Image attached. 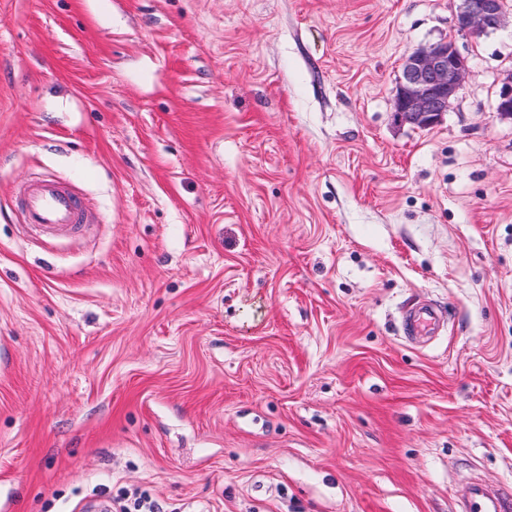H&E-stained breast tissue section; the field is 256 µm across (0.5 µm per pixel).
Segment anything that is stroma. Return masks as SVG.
Returning <instances> with one entry per match:
<instances>
[{"instance_id":"1","label":"stroma","mask_w":512,"mask_h":512,"mask_svg":"<svg viewBox=\"0 0 512 512\" xmlns=\"http://www.w3.org/2000/svg\"><path fill=\"white\" fill-rule=\"evenodd\" d=\"M460 4L0 0V512L512 488V0L479 36ZM445 39L459 94L395 124L405 56ZM37 178L79 229L23 235ZM440 317L433 310H418L409 313L405 319V329L408 334H418L426 328L439 323ZM116 499L120 500L122 512H164L162 506L150 499L145 493L139 492L138 489L132 492L123 491L116 495ZM143 508L147 510H142Z\"/></svg>"}]
</instances>
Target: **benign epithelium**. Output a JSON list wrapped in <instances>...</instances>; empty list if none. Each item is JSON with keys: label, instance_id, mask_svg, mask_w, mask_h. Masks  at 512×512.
I'll return each instance as SVG.
<instances>
[{"label": "benign epithelium", "instance_id": "1", "mask_svg": "<svg viewBox=\"0 0 512 512\" xmlns=\"http://www.w3.org/2000/svg\"><path fill=\"white\" fill-rule=\"evenodd\" d=\"M504 17L503 0H464L455 16L461 32L480 35L495 30ZM466 60L456 44L443 40L413 50L405 59L393 105L397 124L435 125L461 89ZM495 111L512 117V74L502 83Z\"/></svg>", "mask_w": 512, "mask_h": 512}]
</instances>
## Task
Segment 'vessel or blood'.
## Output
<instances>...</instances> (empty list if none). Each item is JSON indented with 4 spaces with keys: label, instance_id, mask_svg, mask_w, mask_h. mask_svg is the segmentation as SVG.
I'll return each mask as SVG.
<instances>
[{
    "label": "vessel or blood",
    "instance_id": "obj_1",
    "mask_svg": "<svg viewBox=\"0 0 512 512\" xmlns=\"http://www.w3.org/2000/svg\"><path fill=\"white\" fill-rule=\"evenodd\" d=\"M82 202L68 187L52 180H33L24 192V221L28 230L42 234L73 230L83 221ZM435 311L418 310L405 319L407 333L417 334L439 323ZM464 512H512V500L495 486L476 483L461 495Z\"/></svg>",
    "mask_w": 512,
    "mask_h": 512
}]
</instances>
